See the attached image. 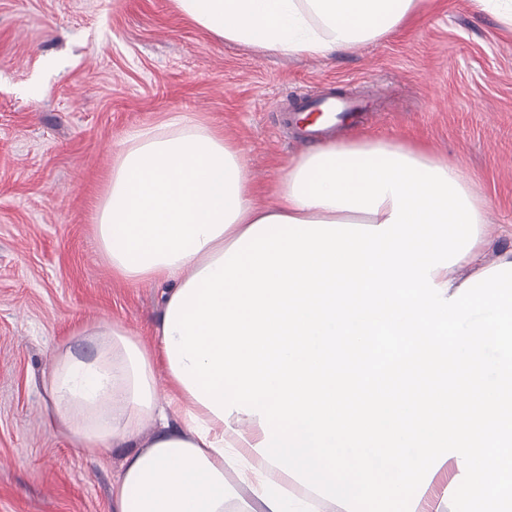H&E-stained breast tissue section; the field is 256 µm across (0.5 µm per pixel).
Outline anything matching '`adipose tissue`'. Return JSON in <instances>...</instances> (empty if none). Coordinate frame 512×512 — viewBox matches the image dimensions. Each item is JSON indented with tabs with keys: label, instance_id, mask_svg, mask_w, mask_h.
Returning <instances> with one entry per match:
<instances>
[{
	"label": "adipose tissue",
	"instance_id": "ef3b65f1",
	"mask_svg": "<svg viewBox=\"0 0 512 512\" xmlns=\"http://www.w3.org/2000/svg\"><path fill=\"white\" fill-rule=\"evenodd\" d=\"M175 3L220 40L324 56L429 0ZM274 190L261 204L243 150L186 114L116 152L96 239L126 281L167 282L156 340L81 328L96 354L65 348L43 379L76 446H131L112 512H227L230 469L251 493L238 512L417 504L446 469V494L512 512V250L494 252L476 184L356 136L288 158Z\"/></svg>",
	"mask_w": 512,
	"mask_h": 512
}]
</instances>
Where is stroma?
<instances>
[{"instance_id":"35a3bbf8","label":"stroma","mask_w":512,"mask_h":512,"mask_svg":"<svg viewBox=\"0 0 512 512\" xmlns=\"http://www.w3.org/2000/svg\"><path fill=\"white\" fill-rule=\"evenodd\" d=\"M338 91L382 121L337 129L448 158L491 200L512 249V26L433 0L379 45L262 54L215 39L173 0H0V512H112L126 449L91 455L49 424L41 385L87 325L152 341L163 287L112 273L94 216L131 131L184 112L236 141L266 205L278 166L310 144L281 112Z\"/></svg>"}]
</instances>
